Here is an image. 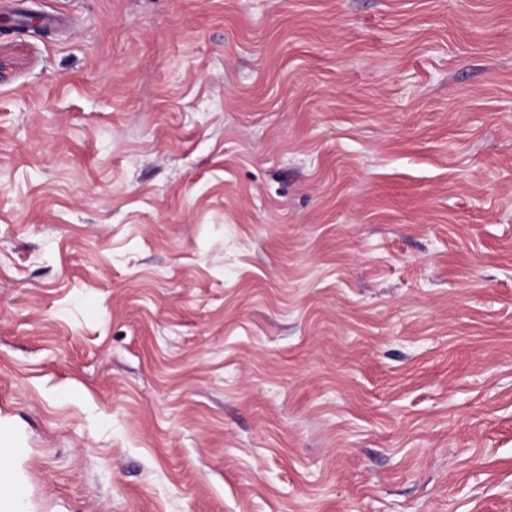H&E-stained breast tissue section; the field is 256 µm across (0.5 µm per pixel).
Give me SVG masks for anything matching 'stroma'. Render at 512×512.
Here are the masks:
<instances>
[{
    "instance_id": "stroma-1",
    "label": "stroma",
    "mask_w": 512,
    "mask_h": 512,
    "mask_svg": "<svg viewBox=\"0 0 512 512\" xmlns=\"http://www.w3.org/2000/svg\"><path fill=\"white\" fill-rule=\"evenodd\" d=\"M0 441L26 512H512V0H5Z\"/></svg>"
}]
</instances>
